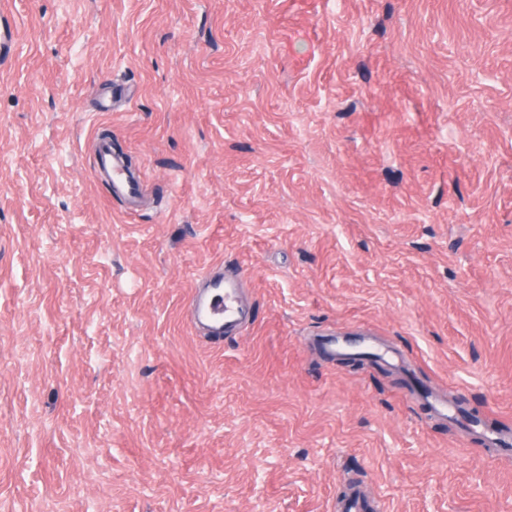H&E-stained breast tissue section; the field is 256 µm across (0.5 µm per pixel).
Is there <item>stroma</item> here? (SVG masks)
Masks as SVG:
<instances>
[{
  "instance_id": "35a3bbf8",
  "label": "stroma",
  "mask_w": 512,
  "mask_h": 512,
  "mask_svg": "<svg viewBox=\"0 0 512 512\" xmlns=\"http://www.w3.org/2000/svg\"><path fill=\"white\" fill-rule=\"evenodd\" d=\"M0 32V512H512V0H0ZM208 270L252 305L219 343ZM94 154V172L106 180L112 193L129 204H135L139 198V187L113 152L112 143L98 142Z\"/></svg>"
}]
</instances>
